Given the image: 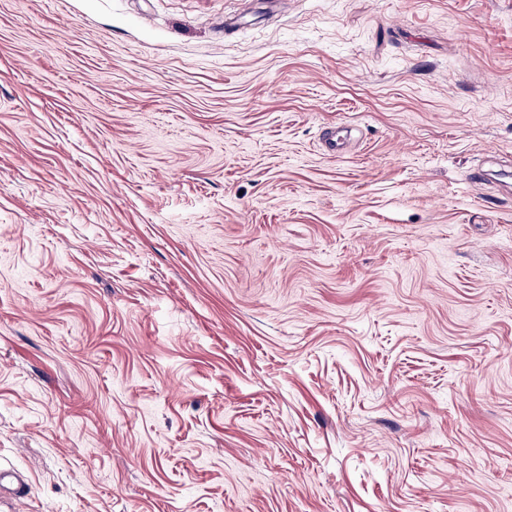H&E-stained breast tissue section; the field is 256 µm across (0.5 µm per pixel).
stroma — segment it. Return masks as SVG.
<instances>
[{"instance_id":"35a3bbf8","label":"stroma","mask_w":512,"mask_h":512,"mask_svg":"<svg viewBox=\"0 0 512 512\" xmlns=\"http://www.w3.org/2000/svg\"><path fill=\"white\" fill-rule=\"evenodd\" d=\"M4 470L512 512V0H0Z\"/></svg>"}]
</instances>
